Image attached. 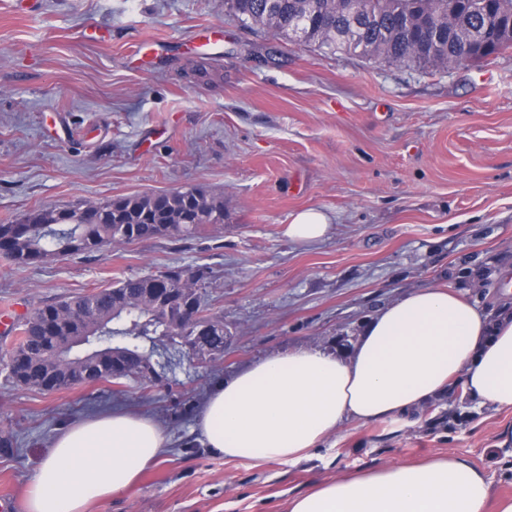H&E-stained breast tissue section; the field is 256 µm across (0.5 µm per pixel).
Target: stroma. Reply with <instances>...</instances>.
<instances>
[{"instance_id": "obj_1", "label": "stroma", "mask_w": 512, "mask_h": 512, "mask_svg": "<svg viewBox=\"0 0 512 512\" xmlns=\"http://www.w3.org/2000/svg\"><path fill=\"white\" fill-rule=\"evenodd\" d=\"M0 0V224L30 209L202 188L224 228L23 265L0 255V304L33 309L127 277L206 267L221 360H181L148 384L51 394L0 369V497L27 512L28 481L59 429L142 412L172 437L164 459L85 512H286L316 485L436 454L481 469L512 497V413L473 409L460 388L416 423L347 425L294 462L230 460L193 431L212 383L290 348L348 353L365 323L438 283L496 310L512 289V49L422 72L284 43L229 16L224 0ZM220 26L219 53H199ZM102 33L87 41L86 30ZM173 43L154 60L149 44ZM330 218L302 245L296 212Z\"/></svg>"}]
</instances>
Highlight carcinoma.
<instances>
[{"instance_id":"carcinoma-1","label":"carcinoma","mask_w":512,"mask_h":512,"mask_svg":"<svg viewBox=\"0 0 512 512\" xmlns=\"http://www.w3.org/2000/svg\"><path fill=\"white\" fill-rule=\"evenodd\" d=\"M249 27L286 42L316 45L411 70H448L512 48V0H362L352 21L348 0H226ZM224 227V199L199 189L76 200L33 209L0 224V254L19 264L50 255L93 254L158 238L187 239ZM206 272L166 270L120 279L35 308L19 325L7 364L16 384L54 393L113 378L152 382L171 359L152 361L141 342L167 340L174 351L214 363L224 357V322L207 313Z\"/></svg>"}]
</instances>
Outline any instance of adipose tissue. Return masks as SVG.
Returning <instances> with one entry per match:
<instances>
[{"mask_svg":"<svg viewBox=\"0 0 512 512\" xmlns=\"http://www.w3.org/2000/svg\"><path fill=\"white\" fill-rule=\"evenodd\" d=\"M478 407L512 411V310L489 317L450 287L413 290L373 316L339 356L300 347L215 382L197 418L201 443L229 459L286 462L347 424L409 418L455 382ZM169 443L151 416L125 410L63 427L30 478L27 512H85L133 485ZM485 473L453 455L326 482L289 512H512Z\"/></svg>","mask_w":512,"mask_h":512,"instance_id":"obj_1","label":"adipose tissue"}]
</instances>
